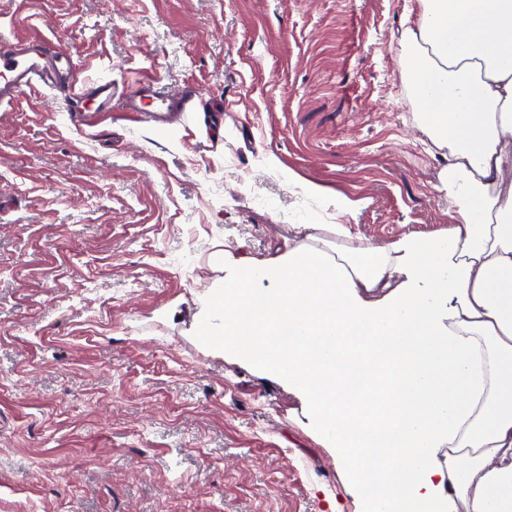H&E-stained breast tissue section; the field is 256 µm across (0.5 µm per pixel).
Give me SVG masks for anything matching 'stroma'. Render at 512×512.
<instances>
[{"label": "stroma", "instance_id": "obj_1", "mask_svg": "<svg viewBox=\"0 0 512 512\" xmlns=\"http://www.w3.org/2000/svg\"><path fill=\"white\" fill-rule=\"evenodd\" d=\"M409 0H0L86 78L190 84L170 126L0 109V512H354L299 397L194 336L219 247L452 224L405 86ZM351 200L337 209L338 199Z\"/></svg>", "mask_w": 512, "mask_h": 512}]
</instances>
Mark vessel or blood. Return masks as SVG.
<instances>
[{"mask_svg":"<svg viewBox=\"0 0 512 512\" xmlns=\"http://www.w3.org/2000/svg\"><path fill=\"white\" fill-rule=\"evenodd\" d=\"M39 85L67 100L82 124L93 128L113 105L137 123L167 124L171 116L194 111L195 94L144 76L134 89L116 92L111 82L80 77L74 59L56 41L0 35V105L11 104L31 86Z\"/></svg>","mask_w":512,"mask_h":512,"instance_id":"vessel-or-blood-1","label":"vessel or blood"}]
</instances>
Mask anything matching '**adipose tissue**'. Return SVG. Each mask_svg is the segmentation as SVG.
Listing matches in <instances>:
<instances>
[{
  "instance_id": "1",
  "label": "adipose tissue",
  "mask_w": 512,
  "mask_h": 512,
  "mask_svg": "<svg viewBox=\"0 0 512 512\" xmlns=\"http://www.w3.org/2000/svg\"><path fill=\"white\" fill-rule=\"evenodd\" d=\"M410 2L404 73L453 224L216 251L197 334L305 401L357 512H512V0Z\"/></svg>"
}]
</instances>
